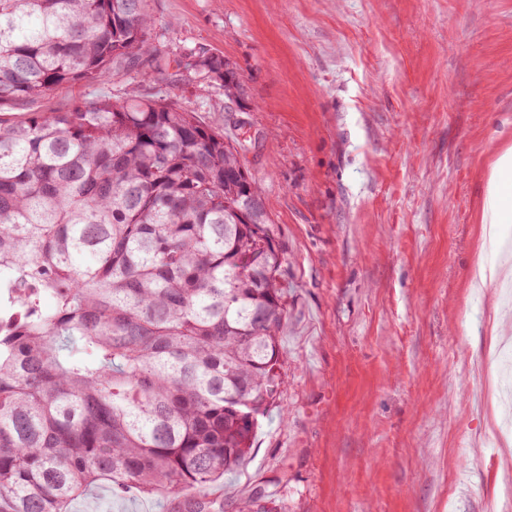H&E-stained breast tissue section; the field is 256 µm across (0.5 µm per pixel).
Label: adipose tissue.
<instances>
[{
  "mask_svg": "<svg viewBox=\"0 0 512 512\" xmlns=\"http://www.w3.org/2000/svg\"><path fill=\"white\" fill-rule=\"evenodd\" d=\"M512 146H505L489 167L480 216L481 243L497 248L511 231Z\"/></svg>",
  "mask_w": 512,
  "mask_h": 512,
  "instance_id": "1",
  "label": "adipose tissue"
}]
</instances>
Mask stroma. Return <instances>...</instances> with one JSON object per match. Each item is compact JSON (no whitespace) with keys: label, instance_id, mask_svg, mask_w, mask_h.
<instances>
[{"label":"stroma","instance_id":"1","mask_svg":"<svg viewBox=\"0 0 512 512\" xmlns=\"http://www.w3.org/2000/svg\"><path fill=\"white\" fill-rule=\"evenodd\" d=\"M149 39L234 64L241 102L169 70L161 85L238 137L285 248L275 403L250 456L212 487L224 512H512L492 386L491 309L471 295L487 169L512 145V0H148ZM137 72L55 89L40 112L150 94ZM71 512H166L92 488Z\"/></svg>","mask_w":512,"mask_h":512}]
</instances>
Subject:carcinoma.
<instances>
[{
  "instance_id": "carcinoma-1",
  "label": "carcinoma",
  "mask_w": 512,
  "mask_h": 512,
  "mask_svg": "<svg viewBox=\"0 0 512 512\" xmlns=\"http://www.w3.org/2000/svg\"><path fill=\"white\" fill-rule=\"evenodd\" d=\"M151 25L147 0H0V512L100 481L224 512L212 484L277 398L285 251L239 140L161 89L4 116L144 61L243 99L228 59L172 60Z\"/></svg>"
}]
</instances>
